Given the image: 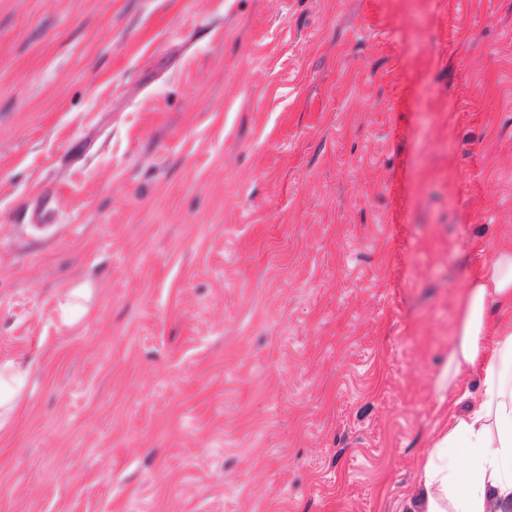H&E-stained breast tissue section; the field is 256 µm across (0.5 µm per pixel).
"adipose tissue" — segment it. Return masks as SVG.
<instances>
[{
  "instance_id": "1",
  "label": "adipose tissue",
  "mask_w": 512,
  "mask_h": 512,
  "mask_svg": "<svg viewBox=\"0 0 512 512\" xmlns=\"http://www.w3.org/2000/svg\"><path fill=\"white\" fill-rule=\"evenodd\" d=\"M512 250L471 285L448 357V420L405 512H512ZM476 378L469 387L467 378Z\"/></svg>"
}]
</instances>
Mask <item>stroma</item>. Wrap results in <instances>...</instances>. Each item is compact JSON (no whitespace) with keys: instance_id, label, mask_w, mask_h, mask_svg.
Segmentation results:
<instances>
[{"instance_id":"obj_1","label":"stroma","mask_w":512,"mask_h":512,"mask_svg":"<svg viewBox=\"0 0 512 512\" xmlns=\"http://www.w3.org/2000/svg\"><path fill=\"white\" fill-rule=\"evenodd\" d=\"M502 246L512 0H0V512H401ZM30 372L29 364L20 360L0 361V407H13L22 397Z\"/></svg>"}]
</instances>
